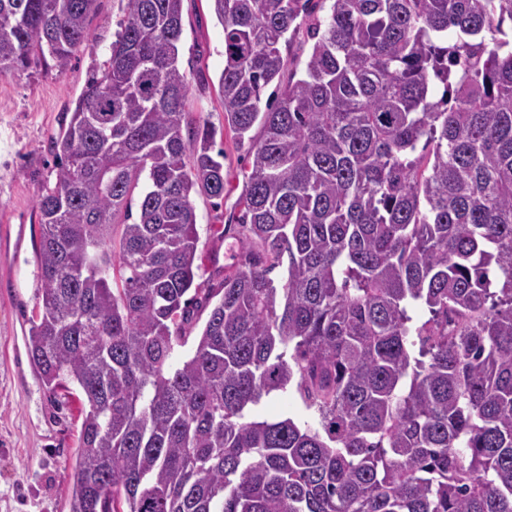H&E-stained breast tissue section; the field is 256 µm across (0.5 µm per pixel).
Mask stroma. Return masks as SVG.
<instances>
[{
    "label": "stroma",
    "mask_w": 512,
    "mask_h": 512,
    "mask_svg": "<svg viewBox=\"0 0 512 512\" xmlns=\"http://www.w3.org/2000/svg\"><path fill=\"white\" fill-rule=\"evenodd\" d=\"M121 17L118 0H97L88 36L66 70L41 63L0 75V512H69L81 420L78 404L49 395L26 346L40 310L37 246L39 194L54 188L52 141L71 116L93 68L110 57ZM179 65L190 79L185 112L191 128H215L224 151V202L193 198L199 234V276L219 287L238 240L225 237L236 223L246 162L224 124L218 83L224 69V31L210 0H183ZM260 418L285 417L317 425L294 387L271 393L256 408Z\"/></svg>",
    "instance_id": "35a3bbf8"
}]
</instances>
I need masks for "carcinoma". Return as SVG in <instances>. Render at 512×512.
I'll return each mask as SVG.
<instances>
[{
	"instance_id": "1",
	"label": "carcinoma",
	"mask_w": 512,
	"mask_h": 512,
	"mask_svg": "<svg viewBox=\"0 0 512 512\" xmlns=\"http://www.w3.org/2000/svg\"><path fill=\"white\" fill-rule=\"evenodd\" d=\"M96 2L0 0V74L65 71ZM119 2L37 201L28 350L80 404L69 512H512V0H211L250 158L217 289L192 197L224 198V151L186 120L182 0ZM291 383L319 427L250 417ZM311 44L312 41H308L305 30L301 29V31L293 39L289 50L284 52V57L287 60L286 77L288 76V70L291 72L296 68V77L298 78L301 75L304 68V62L309 53Z\"/></svg>"
}]
</instances>
